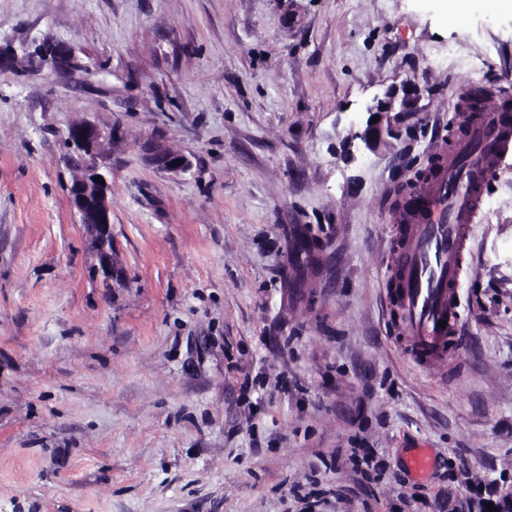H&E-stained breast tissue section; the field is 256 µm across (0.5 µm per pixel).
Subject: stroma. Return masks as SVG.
<instances>
[{
    "mask_svg": "<svg viewBox=\"0 0 512 512\" xmlns=\"http://www.w3.org/2000/svg\"><path fill=\"white\" fill-rule=\"evenodd\" d=\"M0 512H452L512 505V153L470 226L462 352L409 360L385 283L398 209L512 100V15L436 0H0ZM454 48L467 67L435 63ZM390 144L358 139L403 81ZM112 130L111 283L63 132ZM191 161L173 173L142 146ZM319 248L297 268L301 234ZM428 449L425 476L407 467ZM383 471H361L364 453ZM441 3V13L449 25H456L466 20L476 9L491 12L512 11L511 0H438ZM43 44L46 45L50 49V53L53 54L54 65H52L51 56L50 53H48L46 55V60H48V62H44L41 66H49L56 70H73L83 68V65L79 63L78 59L72 53L71 48L66 44L55 41L45 42ZM145 159L148 163L167 171H187L191 163L180 151L174 149L164 140H153L144 147ZM176 160H181L180 165H175Z\"/></svg>",
    "mask_w": 512,
    "mask_h": 512,
    "instance_id": "obj_1",
    "label": "stroma"
}]
</instances>
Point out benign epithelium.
I'll return each mask as SVG.
<instances>
[{"label":"benign epithelium","mask_w":512,"mask_h":512,"mask_svg":"<svg viewBox=\"0 0 512 512\" xmlns=\"http://www.w3.org/2000/svg\"><path fill=\"white\" fill-rule=\"evenodd\" d=\"M50 55L46 65L56 70L81 69L83 65L72 53L69 46L59 42H48ZM414 103L397 95L388 97L370 109V116L379 117L374 123H366L364 130L357 134L364 144L371 148L385 137L394 135L390 113L413 111ZM65 141L73 152L76 176L69 186L72 208L79 216V223L86 230L94 257L91 274L105 281L112 279L114 258L112 252V172L102 163L112 152V131H104L90 123L68 125ZM148 163L167 171L184 172L191 166L189 159L164 140H153L144 147ZM180 164H175V161ZM102 181L96 182L94 178Z\"/></svg>","instance_id":"obj_1"}]
</instances>
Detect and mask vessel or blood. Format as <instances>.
<instances>
[{"label": "vessel or blood", "instance_id": "b4317fda", "mask_svg": "<svg viewBox=\"0 0 512 512\" xmlns=\"http://www.w3.org/2000/svg\"><path fill=\"white\" fill-rule=\"evenodd\" d=\"M511 149V105L463 112L456 143L401 207L386 287L414 363L430 366L459 351L456 295L469 217L501 154Z\"/></svg>", "mask_w": 512, "mask_h": 512}]
</instances>
